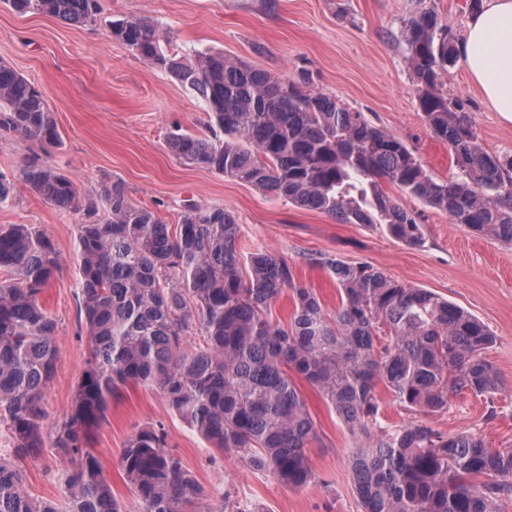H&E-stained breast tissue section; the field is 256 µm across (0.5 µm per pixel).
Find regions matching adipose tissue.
<instances>
[{
	"instance_id": "ef3b65f1",
	"label": "adipose tissue",
	"mask_w": 512,
	"mask_h": 512,
	"mask_svg": "<svg viewBox=\"0 0 512 512\" xmlns=\"http://www.w3.org/2000/svg\"><path fill=\"white\" fill-rule=\"evenodd\" d=\"M460 54L491 109L512 123V0H485L469 18Z\"/></svg>"
}]
</instances>
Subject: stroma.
Wrapping results in <instances>:
<instances>
[{"instance_id":"obj_1","label":"stroma","mask_w":512,"mask_h":512,"mask_svg":"<svg viewBox=\"0 0 512 512\" xmlns=\"http://www.w3.org/2000/svg\"><path fill=\"white\" fill-rule=\"evenodd\" d=\"M95 23L72 26L56 18L14 11L0 0V61L40 89L62 136L49 161L79 187L122 180L133 204L178 223L192 204L221 206L241 227L243 253L266 250L288 261L298 281L313 288L327 308L339 302L335 278L315 256L332 254L367 263L405 285L427 289L464 308L493 334L488 359L501 386L493 395L454 397L429 423L455 435L477 432L495 449L512 448V245L450 223L446 214L405 198L426 236L409 248L377 224H340L317 210L274 198L253 186L183 163L167 147L173 126L205 131L198 98L169 74L146 65L108 35L113 19L145 20L170 31L179 54L193 58L211 49L250 66L304 80L309 90L335 98L371 124L399 137L439 179L452 172L447 145L431 133L416 106L412 73L400 27L415 0H101ZM442 90L470 113L484 150L512 156V124L493 112L463 64L443 72ZM78 214L53 207L26 187L0 224H31L50 237L60 268L41 296L58 324L57 368L45 395L46 431L65 415L90 347L76 295ZM318 438L307 450L313 480L286 487L252 470L234 454L217 455L155 390L136 387L113 400L95 433L93 449L125 512L138 503L120 475L129 437L163 425L168 449L182 458L208 493L205 512L225 501L247 502L259 512H360L348 450L349 432L321 395L301 384ZM26 490L61 495L65 461L53 446L21 461Z\"/></svg>"}]
</instances>
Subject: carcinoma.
Masks as SVG:
<instances>
[{
  "instance_id": "obj_1",
  "label": "carcinoma",
  "mask_w": 512,
  "mask_h": 512,
  "mask_svg": "<svg viewBox=\"0 0 512 512\" xmlns=\"http://www.w3.org/2000/svg\"><path fill=\"white\" fill-rule=\"evenodd\" d=\"M84 26L100 0H7ZM400 30L418 109L448 146L456 172L433 177L398 137L361 113L285 76L222 52L187 61L171 36L141 19L118 18L108 36L174 77L200 99L207 134L177 126L169 151L340 224H382L410 248L426 238L415 212L386 193L398 188L448 215L452 224L512 245V158L483 150L470 113L448 99L441 76L456 41L427 0ZM24 138L43 152L61 144L44 94L0 61V141ZM61 211L81 215L78 297L90 356L53 447L68 467L59 500L24 488L18 464L45 445V391L55 372L57 321L40 301L60 265L54 242L31 224L0 225V512H124L92 452L93 431L127 386L159 392L171 412L217 453H234L294 488L314 478L307 448L317 438L291 374L314 387L354 439L350 467L361 512H498L512 497V448L476 433L450 436L422 420L381 422L377 388L410 412L448 409L469 391L501 385L486 359L489 329L423 288L389 279L367 263L331 254L316 263L336 278L339 303L326 308L285 259L257 250L243 258L240 225L220 206L191 205L179 223L134 205L120 179L82 192L36 155L18 175L0 171V209L16 182ZM288 296V324L273 315ZM201 336L184 345L194 330ZM139 512H197L207 493L167 449L162 426L145 427L120 458ZM485 481L480 482L478 478Z\"/></svg>"
}]
</instances>
